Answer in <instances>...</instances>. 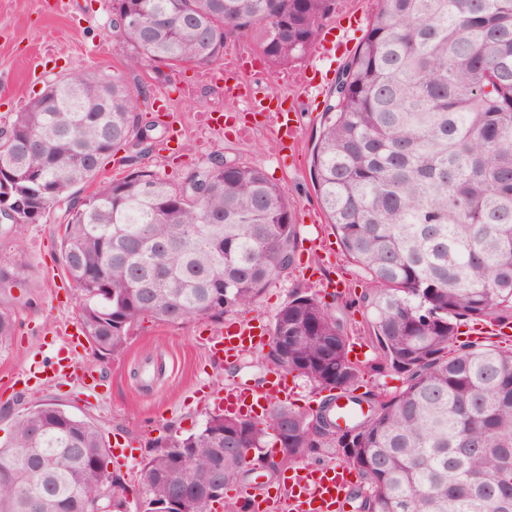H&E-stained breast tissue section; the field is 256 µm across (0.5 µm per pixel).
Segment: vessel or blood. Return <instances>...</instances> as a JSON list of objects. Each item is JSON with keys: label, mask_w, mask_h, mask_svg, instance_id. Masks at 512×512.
<instances>
[{"label": "vessel or blood", "mask_w": 512, "mask_h": 512, "mask_svg": "<svg viewBox=\"0 0 512 512\" xmlns=\"http://www.w3.org/2000/svg\"><path fill=\"white\" fill-rule=\"evenodd\" d=\"M239 96L249 98L252 109L267 114L275 135L285 141L296 132L288 113L268 109L264 99L252 96L245 84H237ZM265 338L256 333L253 326H227L223 335L210 340L212 356L236 357L263 345ZM293 389L286 374L272 372L262 391L253 393L247 390H232L225 394L210 391L203 392L202 400H214L224 406L225 413L247 415L269 408L276 401L290 400ZM354 474L345 468H331L318 464H307L293 471L289 477V496L277 499L275 512H342L347 500L348 490L353 483Z\"/></svg>", "instance_id": "obj_1"}]
</instances>
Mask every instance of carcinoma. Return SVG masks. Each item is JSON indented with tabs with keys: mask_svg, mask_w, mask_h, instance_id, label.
Masks as SVG:
<instances>
[{
	"mask_svg": "<svg viewBox=\"0 0 512 512\" xmlns=\"http://www.w3.org/2000/svg\"><path fill=\"white\" fill-rule=\"evenodd\" d=\"M343 67L313 154L315 188L342 253L366 273L361 303L377 363L349 358L332 306L300 290L274 316L267 357L316 388L346 391L367 370L406 375L398 393H364L370 412L342 430L326 399L315 419L277 404L259 419L214 413L190 434L149 441L152 478L139 512H159L188 450L196 473L224 486L269 461L272 475L333 455L364 486L360 512H493L512 504V351L455 345L457 321L512 314V0H379ZM335 0H111L137 22L119 33L132 69L208 66L255 31L270 66L314 48ZM125 80L84 72L50 81L0 133V206L13 224L66 201L60 264L78 280L79 319L102 354L142 318L213 321L246 309L296 262L299 227L286 189L221 154L178 184L134 168L98 181L118 146L131 162L166 128L145 123ZM279 445V459L265 451ZM234 443L246 452L217 454ZM253 458H247V451ZM101 429L53 404L18 415L0 442V512H123L108 475L98 498L88 468L108 467Z\"/></svg>",
	"mask_w": 512,
	"mask_h": 512,
	"instance_id": "cac0c4a2",
	"label": "carcinoma"
}]
</instances>
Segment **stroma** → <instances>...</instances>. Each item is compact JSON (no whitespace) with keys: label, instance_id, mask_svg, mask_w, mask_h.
Listing matches in <instances>:
<instances>
[{"label":"stroma","instance_id":"35a3bbf8","mask_svg":"<svg viewBox=\"0 0 512 512\" xmlns=\"http://www.w3.org/2000/svg\"><path fill=\"white\" fill-rule=\"evenodd\" d=\"M378 9V0H336L319 36L323 42H341L342 54L336 59L320 58L313 51L277 74L264 60L240 71L241 80L272 96L295 121L299 144L283 150L264 115L231 92L224 74L225 61L257 52L255 33L228 40L223 60L203 68L186 66L162 74L132 71L112 27L110 0H0V128L55 78L94 70L123 76L142 92L144 121L167 128L163 144L136 158L135 166L155 170L172 183L180 181L185 169L202 166L217 153L262 168L286 187L300 231L298 264L273 280L251 307L225 314L220 322L201 317L175 323L142 319L124 347L106 357L91 345L79 347L73 361L94 371L100 382L94 391L71 375L45 367L61 336L79 326L78 298L58 256L60 212L0 238V266L23 270L21 286L0 302L10 308L17 326L15 339L0 344V441L8 438L19 414L51 403L92 421L106 437L124 436L132 455L119 473L128 486H137L148 439L171 429L191 433L213 413V403L199 400L202 386L258 389L275 367L262 347L228 363L215 361L208 352L210 338L232 322L270 326L276 312L304 288L325 298L342 290L335 306L344 312L353 350L359 361L376 359L360 301L369 288L368 277L343 256L321 213L311 162L336 73L353 55ZM304 74L321 83L320 94L308 93L299 84ZM203 112L224 114L229 122L202 126ZM242 122L253 128L245 139L238 135ZM25 371L34 374L26 386L15 381Z\"/></svg>","mask_w":512,"mask_h":512}]
</instances>
